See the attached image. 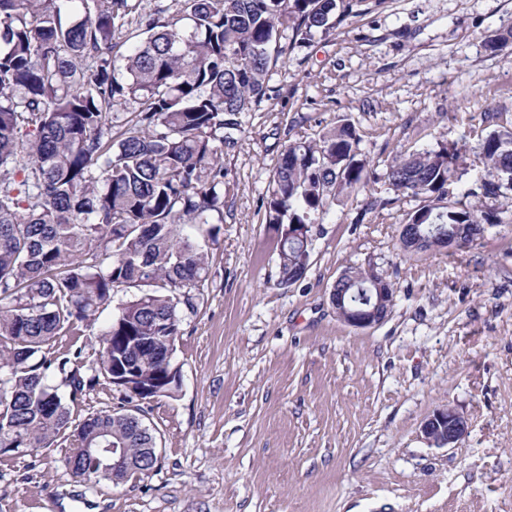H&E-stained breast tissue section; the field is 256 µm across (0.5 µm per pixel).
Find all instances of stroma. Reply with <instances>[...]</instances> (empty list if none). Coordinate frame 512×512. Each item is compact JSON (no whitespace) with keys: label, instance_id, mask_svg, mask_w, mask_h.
<instances>
[{"label":"stroma","instance_id":"1","mask_svg":"<svg viewBox=\"0 0 512 512\" xmlns=\"http://www.w3.org/2000/svg\"><path fill=\"white\" fill-rule=\"evenodd\" d=\"M511 28L512 0H385L282 57L269 100L223 157L234 195L217 241L202 243L203 301L174 354L181 389L143 405L161 467L115 488L75 482L63 445L3 455L0 512H512V190L488 200L500 221L468 251L406 257L398 230L421 201L385 182L396 152L455 141V188H473L485 137L512 126V44L485 48ZM341 121L371 180L313 225L305 278L280 287L259 215L270 171L285 144ZM369 266L395 302L359 329L330 292ZM134 294L115 290L55 351L92 365ZM448 407L468 433L430 446L421 424Z\"/></svg>","mask_w":512,"mask_h":512}]
</instances>
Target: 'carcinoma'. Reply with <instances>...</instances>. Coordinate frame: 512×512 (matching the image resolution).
Returning a JSON list of instances; mask_svg holds the SVG:
<instances>
[{"mask_svg": "<svg viewBox=\"0 0 512 512\" xmlns=\"http://www.w3.org/2000/svg\"><path fill=\"white\" fill-rule=\"evenodd\" d=\"M0 0V455L72 442L73 478L130 482L158 466L155 428L116 381L128 373L172 398L175 339L200 304L208 257L224 221L223 154L245 116L269 99V73L289 45L330 35L352 12L384 0ZM126 34L137 42L115 55ZM127 116L112 119L114 107ZM360 138L341 123L315 141L288 143L262 198L274 233L278 285L306 275L311 225L329 199L364 188ZM457 144L399 152L386 168L393 190L423 205L409 224L427 238L468 231V247L498 224L493 209L452 199ZM512 189V128L484 140L471 195ZM372 268L344 272L351 305L375 283ZM117 288L142 293L98 335L99 357L53 354L62 333L90 326ZM125 405L72 420L71 405L101 383ZM106 448H123L129 472H112Z\"/></svg>", "mask_w": 512, "mask_h": 512, "instance_id": "cac0c4a2", "label": "carcinoma"}]
</instances>
